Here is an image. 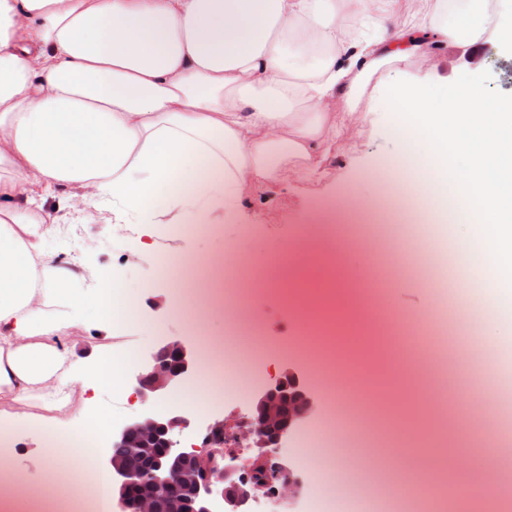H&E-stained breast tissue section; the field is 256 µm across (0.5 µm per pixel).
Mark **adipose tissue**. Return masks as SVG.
<instances>
[{
	"instance_id": "adipose-tissue-1",
	"label": "adipose tissue",
	"mask_w": 512,
	"mask_h": 512,
	"mask_svg": "<svg viewBox=\"0 0 512 512\" xmlns=\"http://www.w3.org/2000/svg\"><path fill=\"white\" fill-rule=\"evenodd\" d=\"M488 41L512 52L503 0H0V408L82 413L88 390L135 391L133 353L85 363L66 343L88 305L108 333L140 319L117 268L69 299L83 262L47 242L76 204L152 259L160 225L238 219L253 189L321 173L367 93L397 142L386 196L456 201V276L503 310L487 334L511 349L512 97L411 71Z\"/></svg>"
}]
</instances>
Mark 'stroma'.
<instances>
[{"label": "stroma", "instance_id": "stroma-1", "mask_svg": "<svg viewBox=\"0 0 512 512\" xmlns=\"http://www.w3.org/2000/svg\"><path fill=\"white\" fill-rule=\"evenodd\" d=\"M479 56V82L493 94L512 95V55L488 42ZM343 143L344 151L330 161L329 177L293 179L271 194L256 190L243 219L210 233L191 224L174 227L155 259H131L104 232L102 223L90 220L76 225L69 248L60 255L68 258L81 252L94 270L121 267L133 289L143 280H153L156 291L139 300L141 315H164L163 335L199 345L203 338L187 319L196 308L194 298L188 294L175 301L170 285L187 284L189 275L201 273V260L223 253V272L211 285L220 291L224 317L210 322L209 331L228 335V352L237 357L242 373L261 367L275 379L292 368L310 384L322 413L336 415L340 446L357 448L364 461L360 467L342 465V477L354 479L361 490L380 472L399 490L428 484L434 476L420 459V450L450 448L466 464L465 470L448 473L452 485L477 476L476 465L486 450L481 436L467 426L472 416H512V375H505L497 359L499 350L483 328L461 315L464 307L479 301V294L447 278L438 260L408 251L411 240L434 243L435 225H388L382 231L388 243L383 249L369 242L373 210L353 222L333 207L336 198L354 187L377 195L385 164L396 150L387 113H370L361 126L346 129ZM267 202L279 209L277 223L263 220ZM308 235L332 250L333 258L318 266L305 264L300 246ZM230 245L253 257V264L237 262L226 251ZM442 286L448 289V305L440 309V321L429 316L411 319V309L436 308L435 290ZM326 310L333 316L335 340L351 360L350 368L328 371L313 344L311 332ZM424 333L433 351L448 358L444 407L453 423L445 430L429 423L423 387L432 380L430 366L419 364L413 379L397 370L405 345ZM155 341L141 324L107 338L89 315L74 329L69 345L86 361L111 344L138 355ZM11 438V465L24 475L28 487L40 488L52 467L81 470L87 481L104 469L102 459L89 463L65 450L56 462H49L36 420L14 418Z\"/></svg>", "mask_w": 512, "mask_h": 512}]
</instances>
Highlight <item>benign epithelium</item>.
Wrapping results in <instances>:
<instances>
[{"mask_svg": "<svg viewBox=\"0 0 512 512\" xmlns=\"http://www.w3.org/2000/svg\"><path fill=\"white\" fill-rule=\"evenodd\" d=\"M140 362L136 383L144 402L176 395L198 370L192 343L166 336L160 337ZM317 411L310 387L296 373L287 371L257 393L248 416L205 420L199 446L180 447L178 431L189 427L193 419L179 405L118 426L111 433L113 447L128 448L133 456L157 446L165 451L148 473L133 469L125 457L105 458V467L112 474L117 512H164L165 503L169 512H214L218 499L223 502L224 512H246L250 501L260 496L288 502L296 499L303 484L283 464L224 463V434L230 430L237 439L249 438L254 447L264 448L271 455Z\"/></svg>", "mask_w": 512, "mask_h": 512, "instance_id": "1", "label": "benign epithelium"}]
</instances>
